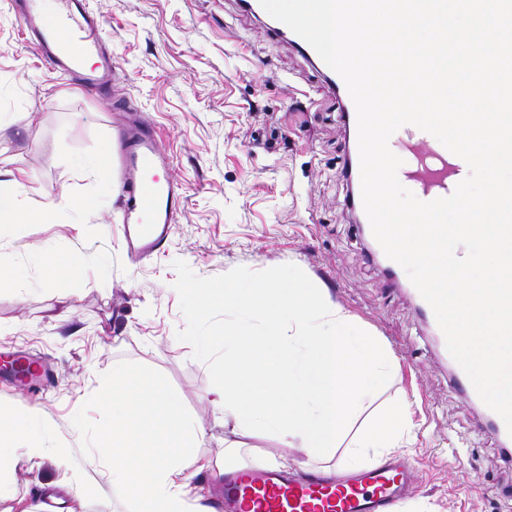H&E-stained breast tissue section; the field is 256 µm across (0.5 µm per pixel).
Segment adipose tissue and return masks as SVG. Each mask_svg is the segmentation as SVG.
I'll list each match as a JSON object with an SVG mask.
<instances>
[{"label":"adipose tissue","instance_id":"obj_1","mask_svg":"<svg viewBox=\"0 0 512 512\" xmlns=\"http://www.w3.org/2000/svg\"><path fill=\"white\" fill-rule=\"evenodd\" d=\"M25 191L20 180L0 182V235L20 224L82 223L92 213L86 202L65 194L28 210L21 204ZM80 263L76 250L39 253L27 267L0 261V286L15 287L33 271L38 284L60 285ZM180 291L202 326L195 339L200 356L222 357L204 401L224 425V462L238 459L242 438L260 433L318 460L343 454L355 469L383 459L411 433L402 404L358 425L393 377L394 359L305 277L291 272L272 286L233 279L220 288L197 281ZM219 309L230 321H214ZM106 389L112 428L101 437L100 460L113 483L128 488L131 512H209L187 490L203 469L198 450L206 431L186 415L179 396L151 373L127 366L113 370ZM47 428L31 412L0 406V466L5 448L18 441L27 442L31 455H42Z\"/></svg>","mask_w":512,"mask_h":512}]
</instances>
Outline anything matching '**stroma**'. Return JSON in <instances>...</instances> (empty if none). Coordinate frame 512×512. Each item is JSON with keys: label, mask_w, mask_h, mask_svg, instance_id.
I'll use <instances>...</instances> for the list:
<instances>
[{"label": "stroma", "mask_w": 512, "mask_h": 512, "mask_svg": "<svg viewBox=\"0 0 512 512\" xmlns=\"http://www.w3.org/2000/svg\"><path fill=\"white\" fill-rule=\"evenodd\" d=\"M89 5L112 46L106 100L66 84L25 40L10 0H0V114L23 116L0 127V180L25 172L31 209L63 191L98 207L79 226L21 224L0 238L11 263L49 248L83 256L63 287L0 290V347L42 356L54 372L47 392L0 372V404L30 408L50 425L43 456L20 442L9 449L0 512H128L125 493L93 463L112 426L100 382L121 365L153 372L175 391L206 430L201 455L215 458L224 426L203 401L215 374L197 354L200 325L176 287L268 282L288 268L326 289L399 366L374 402H405L415 425L401 452L415 492L397 512H512V460L484 408L458 391L407 273L386 272L349 203L348 132L323 72L239 0ZM118 102L149 116L186 190L166 245L140 261L122 249L116 168L88 177L71 166L112 141ZM250 444L249 466L284 455L292 470L348 476L337 460L309 459L274 438ZM80 483L89 493L77 492Z\"/></svg>", "instance_id": "35a3bbf8"}]
</instances>
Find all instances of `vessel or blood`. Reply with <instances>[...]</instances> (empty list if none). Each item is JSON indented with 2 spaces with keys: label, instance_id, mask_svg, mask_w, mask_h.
Wrapping results in <instances>:
<instances>
[{
  "label": "vessel or blood",
  "instance_id": "obj_1",
  "mask_svg": "<svg viewBox=\"0 0 512 512\" xmlns=\"http://www.w3.org/2000/svg\"><path fill=\"white\" fill-rule=\"evenodd\" d=\"M45 14L39 0H12V11L41 59L64 80L105 98L111 92L112 49L104 18L86 0H56ZM93 66H85L86 58ZM120 165V212L127 255L143 259L160 251L170 224L176 223L185 199L177 180L159 179L171 159L159 147L154 124L142 113L127 111L117 130ZM390 149L402 158L399 172L421 200L451 195L469 174L459 156L435 137L410 125L392 135ZM414 488L408 470L390 462L345 482L306 472L287 473L273 467L248 469L224 481L225 512H396Z\"/></svg>",
  "mask_w": 512,
  "mask_h": 512
}]
</instances>
